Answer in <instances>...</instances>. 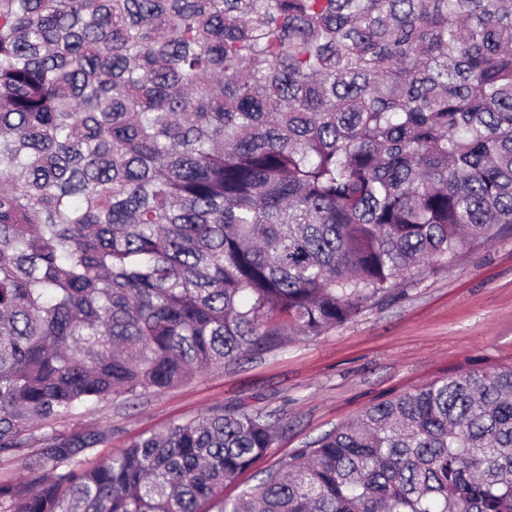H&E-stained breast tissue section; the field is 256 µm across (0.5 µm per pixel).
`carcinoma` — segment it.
I'll use <instances>...</instances> for the list:
<instances>
[{"mask_svg":"<svg viewBox=\"0 0 512 512\" xmlns=\"http://www.w3.org/2000/svg\"><path fill=\"white\" fill-rule=\"evenodd\" d=\"M512 226V0H0V512H512V367L91 468L80 407L318 336Z\"/></svg>","mask_w":512,"mask_h":512,"instance_id":"carcinoma-1","label":"carcinoma"}]
</instances>
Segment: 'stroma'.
Returning a JSON list of instances; mask_svg holds the SVG:
<instances>
[{"mask_svg": "<svg viewBox=\"0 0 512 512\" xmlns=\"http://www.w3.org/2000/svg\"><path fill=\"white\" fill-rule=\"evenodd\" d=\"M512 366V227L464 249L449 266L429 267L390 297L318 336L211 368L131 402L80 408L52 424L55 432H105L87 464L140 434L229 405L285 419L257 467L226 487L232 497L259 483L265 469L314 445L366 408L458 371Z\"/></svg>", "mask_w": 512, "mask_h": 512, "instance_id": "obj_1", "label": "stroma"}]
</instances>
